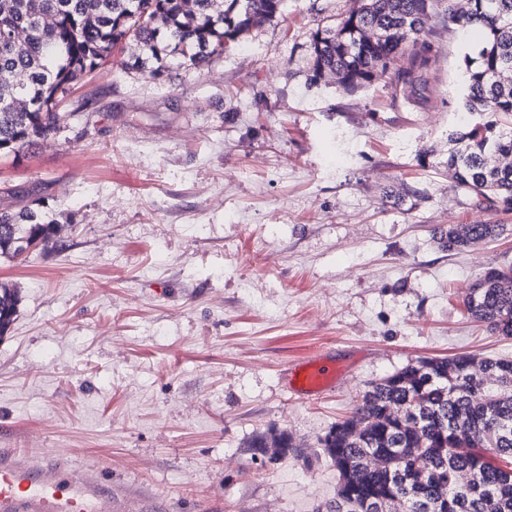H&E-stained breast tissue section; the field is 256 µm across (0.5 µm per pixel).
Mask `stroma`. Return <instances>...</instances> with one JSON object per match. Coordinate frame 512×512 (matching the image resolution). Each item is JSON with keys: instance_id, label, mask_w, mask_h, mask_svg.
Returning a JSON list of instances; mask_svg holds the SVG:
<instances>
[{"instance_id": "stroma-1", "label": "stroma", "mask_w": 512, "mask_h": 512, "mask_svg": "<svg viewBox=\"0 0 512 512\" xmlns=\"http://www.w3.org/2000/svg\"><path fill=\"white\" fill-rule=\"evenodd\" d=\"M351 0H284L204 67L156 78L137 48L73 85L56 135L0 157V209L41 201L67 248L0 260L18 316L0 337V448L96 470L117 512H325L319 439L368 383L424 358H512L462 299L512 266V212L448 175L478 36L432 14L426 97L375 75L315 77L313 36ZM413 187L402 203L384 191ZM499 237L444 250L451 224ZM324 351L335 392L300 401L290 361ZM287 432L297 450L253 458ZM269 442L273 445L275 450L270 453L268 461L281 460L288 455V452H294L297 450L296 446L293 445L291 437L287 433L271 432L270 435L261 434L252 441L250 448L253 451V454L255 455L256 453H259L262 456L268 455Z\"/></svg>"}]
</instances>
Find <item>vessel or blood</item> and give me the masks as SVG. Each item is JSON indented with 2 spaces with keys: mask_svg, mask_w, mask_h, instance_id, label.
I'll list each match as a JSON object with an SVG mask.
<instances>
[{
  "mask_svg": "<svg viewBox=\"0 0 512 512\" xmlns=\"http://www.w3.org/2000/svg\"><path fill=\"white\" fill-rule=\"evenodd\" d=\"M341 373L334 357L320 354L288 364L283 376L290 395L307 399L335 391ZM65 474L64 459L26 463L0 448V512H112V493L93 471L75 482Z\"/></svg>",
  "mask_w": 512,
  "mask_h": 512,
  "instance_id": "b4317fda",
  "label": "vessel or blood"
}]
</instances>
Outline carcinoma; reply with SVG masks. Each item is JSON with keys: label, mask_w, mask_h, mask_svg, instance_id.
Listing matches in <instances>:
<instances>
[{"label": "carcinoma", "mask_w": 512, "mask_h": 512, "mask_svg": "<svg viewBox=\"0 0 512 512\" xmlns=\"http://www.w3.org/2000/svg\"><path fill=\"white\" fill-rule=\"evenodd\" d=\"M435 0H352L337 28L313 38V72L351 92L374 72L408 95L436 56L424 29ZM284 0H0V154H18L57 132L58 102L87 70L128 39L131 67L160 77L169 56L200 67L251 28L281 14ZM447 0L444 19L482 39L466 60L468 112L448 134V174L478 207L512 211V0ZM500 224H459L440 236L448 251L500 234ZM32 209L0 210V257L21 241L55 240ZM16 289L0 283V337L17 318ZM467 314L512 337V268L488 269L463 299ZM336 467L326 512H512V359L457 356L408 364L368 385L352 415L320 439ZM253 453L278 461L296 451L285 433L261 434ZM379 464L365 463L368 453Z\"/></svg>", "instance_id": "carcinoma-1"}]
</instances>
